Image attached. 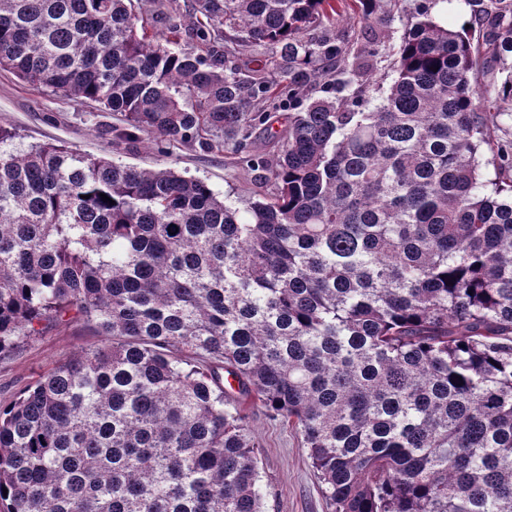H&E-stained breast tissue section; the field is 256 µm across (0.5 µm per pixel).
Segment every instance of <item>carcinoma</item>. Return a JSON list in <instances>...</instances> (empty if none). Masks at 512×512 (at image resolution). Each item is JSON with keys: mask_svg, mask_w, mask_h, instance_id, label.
<instances>
[{"mask_svg": "<svg viewBox=\"0 0 512 512\" xmlns=\"http://www.w3.org/2000/svg\"><path fill=\"white\" fill-rule=\"evenodd\" d=\"M396 2L171 0L151 35L133 0H0V69L264 188L0 127V358L50 320L100 337L0 406V512H264L246 399L332 512H512V74L470 80L512 0H464L460 31L418 0L385 89Z\"/></svg>", "mask_w": 512, "mask_h": 512, "instance_id": "carcinoma-1", "label": "carcinoma"}]
</instances>
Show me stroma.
<instances>
[{
  "mask_svg": "<svg viewBox=\"0 0 512 512\" xmlns=\"http://www.w3.org/2000/svg\"><path fill=\"white\" fill-rule=\"evenodd\" d=\"M116 121L97 103L75 104L0 69V126L16 132L18 148L49 143L122 165L172 166L185 176L205 180L232 202L249 198L256 189L253 176L227 151L199 153L146 140L113 147L107 128ZM97 341L93 330L82 323L51 325L31 337L15 354L0 360V405L10 403L48 370ZM248 426L258 444L266 512H332L299 432L259 405L250 409Z\"/></svg>",
  "mask_w": 512,
  "mask_h": 512,
  "instance_id": "35a3bbf8",
  "label": "stroma"
}]
</instances>
